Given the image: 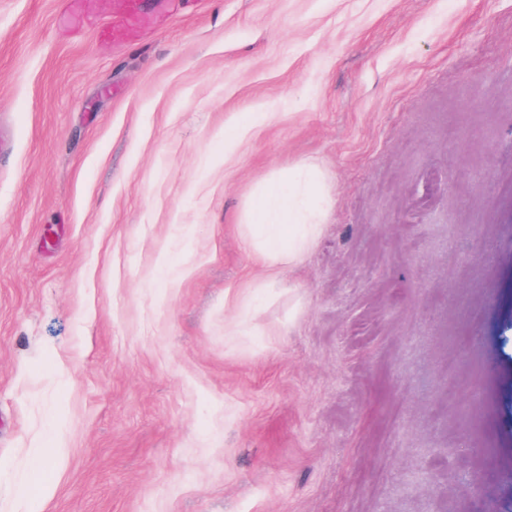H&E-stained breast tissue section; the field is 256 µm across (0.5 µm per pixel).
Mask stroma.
Segmentation results:
<instances>
[{"label":"stroma","mask_w":512,"mask_h":512,"mask_svg":"<svg viewBox=\"0 0 512 512\" xmlns=\"http://www.w3.org/2000/svg\"><path fill=\"white\" fill-rule=\"evenodd\" d=\"M89 6L0 0V512H512V0ZM124 9L122 14L112 24V33L135 23L145 20L141 11V0H123ZM323 201L314 166L278 170L259 184L244 211L249 247L267 266L298 262L321 233Z\"/></svg>","instance_id":"1"}]
</instances>
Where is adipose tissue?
Here are the masks:
<instances>
[{
    "instance_id": "1",
    "label": "adipose tissue",
    "mask_w": 512,
    "mask_h": 512,
    "mask_svg": "<svg viewBox=\"0 0 512 512\" xmlns=\"http://www.w3.org/2000/svg\"><path fill=\"white\" fill-rule=\"evenodd\" d=\"M323 201L314 166L278 170L259 184L244 211L249 247L269 266L298 262L321 233Z\"/></svg>"
}]
</instances>
